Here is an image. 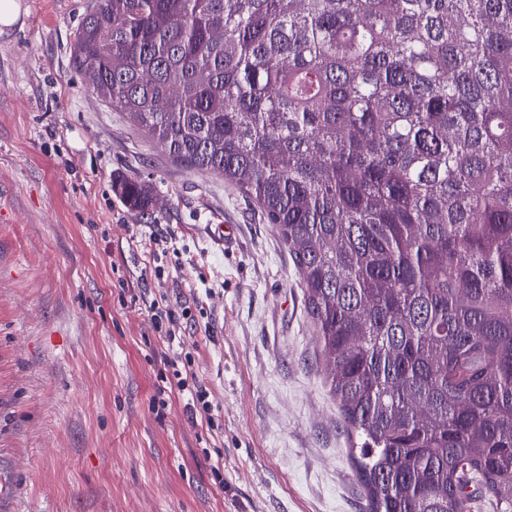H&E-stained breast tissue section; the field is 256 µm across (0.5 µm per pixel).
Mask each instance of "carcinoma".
<instances>
[{"label":"carcinoma","instance_id":"1","mask_svg":"<svg viewBox=\"0 0 512 512\" xmlns=\"http://www.w3.org/2000/svg\"><path fill=\"white\" fill-rule=\"evenodd\" d=\"M72 61L276 228L367 512H512V0H93Z\"/></svg>","mask_w":512,"mask_h":512}]
</instances>
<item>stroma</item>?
I'll return each mask as SVG.
<instances>
[{
  "instance_id": "1",
  "label": "stroma",
  "mask_w": 512,
  "mask_h": 512,
  "mask_svg": "<svg viewBox=\"0 0 512 512\" xmlns=\"http://www.w3.org/2000/svg\"><path fill=\"white\" fill-rule=\"evenodd\" d=\"M0 34V512H362L299 276L223 178L173 163L71 61L91 0ZM150 182L157 209L112 183ZM166 297L214 425L150 401ZM149 312H151L150 320L152 323V327L158 332H164V337L168 339V342L174 341L176 339V327L177 326V318L175 316V312H173L167 303V299L165 297H160V302L158 300H153L149 306ZM166 318L168 323L171 324L172 328L168 326L165 327L163 331V323L162 319Z\"/></svg>"
}]
</instances>
